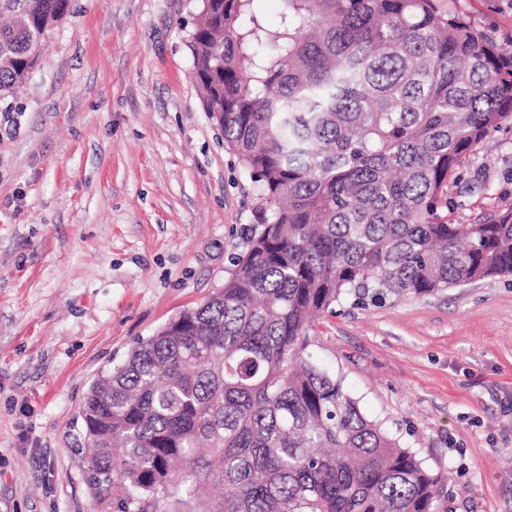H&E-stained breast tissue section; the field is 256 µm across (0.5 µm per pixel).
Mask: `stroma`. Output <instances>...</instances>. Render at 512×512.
I'll return each mask as SVG.
<instances>
[{"label":"stroma","mask_w":512,"mask_h":512,"mask_svg":"<svg viewBox=\"0 0 512 512\" xmlns=\"http://www.w3.org/2000/svg\"><path fill=\"white\" fill-rule=\"evenodd\" d=\"M200 0H69L0 103V512H109L83 473L80 405L137 339L203 302L258 189L200 100ZM512 49V0H438ZM453 215L512 207V127L449 187ZM313 358L448 476L453 512H512V277L336 305Z\"/></svg>","instance_id":"obj_1"}]
</instances>
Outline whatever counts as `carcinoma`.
I'll use <instances>...</instances> for the list:
<instances>
[{
	"instance_id": "carcinoma-1",
	"label": "carcinoma",
	"mask_w": 512,
	"mask_h": 512,
	"mask_svg": "<svg viewBox=\"0 0 512 512\" xmlns=\"http://www.w3.org/2000/svg\"><path fill=\"white\" fill-rule=\"evenodd\" d=\"M202 0L203 107L257 183L224 285L90 386L84 474L116 512H452L445 478L312 358L354 298L512 276V208L448 218L449 182L512 122V53L436 0ZM67 0H0V100ZM280 0H257L254 2V10L269 29H276L280 22Z\"/></svg>"
}]
</instances>
